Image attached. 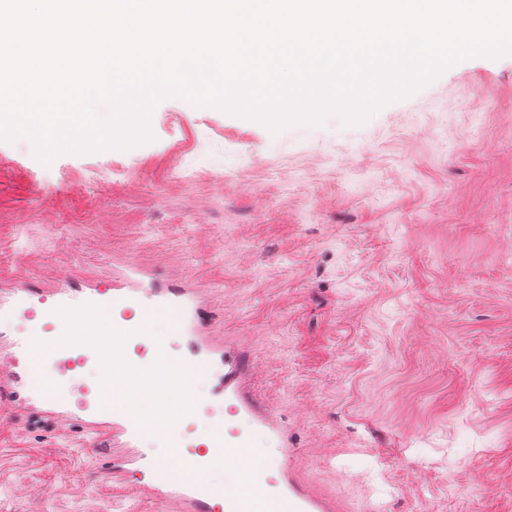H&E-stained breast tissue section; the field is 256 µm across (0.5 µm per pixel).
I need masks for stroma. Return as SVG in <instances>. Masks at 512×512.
Returning <instances> with one entry per match:
<instances>
[{
  "instance_id": "stroma-1",
  "label": "stroma",
  "mask_w": 512,
  "mask_h": 512,
  "mask_svg": "<svg viewBox=\"0 0 512 512\" xmlns=\"http://www.w3.org/2000/svg\"><path fill=\"white\" fill-rule=\"evenodd\" d=\"M150 130L47 164L0 140V275L39 292L134 263L206 289L293 481L334 512H512V54L361 124L274 132L172 96ZM81 439L0 405V512H179Z\"/></svg>"
}]
</instances>
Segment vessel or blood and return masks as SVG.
Wrapping results in <instances>:
<instances>
[{
	"label": "vessel or blood",
	"instance_id": "b4317fda",
	"mask_svg": "<svg viewBox=\"0 0 512 512\" xmlns=\"http://www.w3.org/2000/svg\"><path fill=\"white\" fill-rule=\"evenodd\" d=\"M206 312L201 289L161 287L134 265L118 280L66 281L39 295L13 282L0 289V399L58 431L81 428L104 478L135 476L180 512H330L293 483L287 431L256 406L245 351L209 336ZM18 316L29 325L14 335ZM83 369L102 378L78 396L72 380ZM199 374L211 380L204 402L193 390ZM256 429L275 456L250 455ZM175 432L166 455L148 448ZM218 468L230 480L211 481Z\"/></svg>",
	"mask_w": 512,
	"mask_h": 512
}]
</instances>
